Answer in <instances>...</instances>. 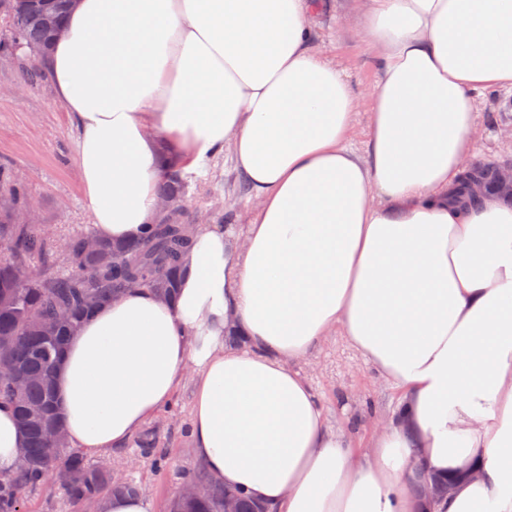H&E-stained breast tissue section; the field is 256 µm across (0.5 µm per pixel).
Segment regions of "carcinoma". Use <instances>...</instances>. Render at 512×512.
<instances>
[{
    "label": "carcinoma",
    "instance_id": "carcinoma-1",
    "mask_svg": "<svg viewBox=\"0 0 512 512\" xmlns=\"http://www.w3.org/2000/svg\"><path fill=\"white\" fill-rule=\"evenodd\" d=\"M68 9L67 0H0V12L20 20L23 48L35 53L48 48L53 29L61 26ZM495 170L479 164L463 172L452 199L476 200L471 193L476 179L495 191ZM162 189L165 198L179 200L185 197L186 182L177 169L166 168ZM1 193L10 199V207L0 210V242L8 244L10 252L0 260V359L14 363L17 378L0 379V400L13 404L27 444L21 449L18 473L0 481V512H23L22 490L49 477L62 483L76 512L89 500L102 501L107 493L136 495L144 488L129 481L114 484L110 473L82 456L47 447L45 424H59L54 372L65 342L84 317L124 289L141 285L161 298L173 296L193 224L182 207L168 210L141 244L104 240L88 226L56 241L63 261L59 269L49 253L46 225L15 222V214L29 207L21 177L0 170ZM185 482L204 486V493L178 496L171 512H224L226 492L236 496L240 512H265L204 475H189Z\"/></svg>",
    "mask_w": 512,
    "mask_h": 512
}]
</instances>
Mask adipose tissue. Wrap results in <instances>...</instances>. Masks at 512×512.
<instances>
[{
    "label": "adipose tissue",
    "instance_id": "ef3b65f1",
    "mask_svg": "<svg viewBox=\"0 0 512 512\" xmlns=\"http://www.w3.org/2000/svg\"><path fill=\"white\" fill-rule=\"evenodd\" d=\"M309 0H78L39 65L71 112L97 235L140 241L158 179L230 154L254 217L196 227L174 296L132 288L56 370L69 442L123 445L196 375L211 481L269 512H512V204L449 199L476 94L512 90V0H366L381 50L365 153ZM341 333L400 393L370 447L293 368ZM26 437L0 402V478ZM453 479L424 510L420 472Z\"/></svg>",
    "mask_w": 512,
    "mask_h": 512
}]
</instances>
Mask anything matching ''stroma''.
Here are the masks:
<instances>
[{
    "instance_id": "obj_1",
    "label": "stroma",
    "mask_w": 512,
    "mask_h": 512,
    "mask_svg": "<svg viewBox=\"0 0 512 512\" xmlns=\"http://www.w3.org/2000/svg\"><path fill=\"white\" fill-rule=\"evenodd\" d=\"M363 0H313L315 51L336 62L358 94L351 145L364 151L369 137L373 90L381 68V53L361 31ZM24 55H0V165L22 176L39 223L51 225L55 237L81 230L90 222L78 166L77 131L71 115L57 101L49 79L28 84L22 73ZM478 120L473 140L481 159L512 164V94L478 95ZM230 156H221L210 174L189 185V211H201L211 223L243 232L250 220L245 204L221 207L224 196L239 192ZM312 384L331 425L350 434L363 449L395 411L399 393L384 382L369 362L344 337L331 336L296 365ZM194 373H186L170 403L146 428L157 441L141 448L138 439L90 454V463L120 471L142 485L150 512H170L184 473L198 469L190 436ZM24 512H71L65 491L55 479L25 488Z\"/></svg>"
}]
</instances>
